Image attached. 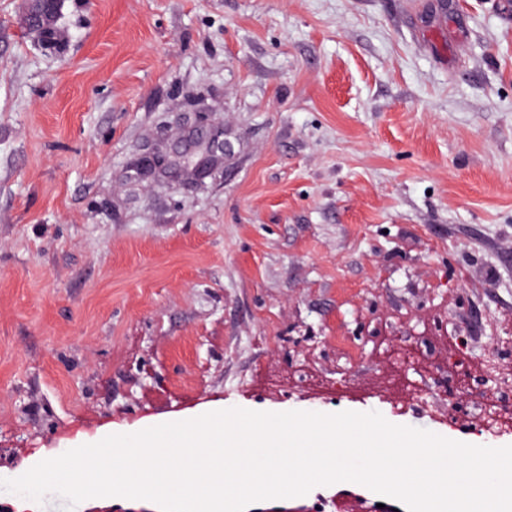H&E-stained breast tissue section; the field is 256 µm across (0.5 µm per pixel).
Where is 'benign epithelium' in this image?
I'll return each mask as SVG.
<instances>
[{
  "label": "benign epithelium",
  "instance_id": "1",
  "mask_svg": "<svg viewBox=\"0 0 512 512\" xmlns=\"http://www.w3.org/2000/svg\"><path fill=\"white\" fill-rule=\"evenodd\" d=\"M63 0H24L21 23L24 32L38 36L47 49H56ZM176 124L188 129L190 140H171L169 123L158 127L155 142L139 149L132 162V182H170L175 187L198 185L214 176L231 151L224 140V123L206 110L182 112Z\"/></svg>",
  "mask_w": 512,
  "mask_h": 512
}]
</instances>
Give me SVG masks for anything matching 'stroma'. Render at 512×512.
<instances>
[{
    "instance_id": "obj_1",
    "label": "stroma",
    "mask_w": 512,
    "mask_h": 512,
    "mask_svg": "<svg viewBox=\"0 0 512 512\" xmlns=\"http://www.w3.org/2000/svg\"><path fill=\"white\" fill-rule=\"evenodd\" d=\"M20 4L0 0V474L219 404L512 445L471 392L415 397L512 355L507 0H65L57 55ZM197 95L223 169L129 183ZM379 503L403 507L342 482L251 512Z\"/></svg>"
}]
</instances>
